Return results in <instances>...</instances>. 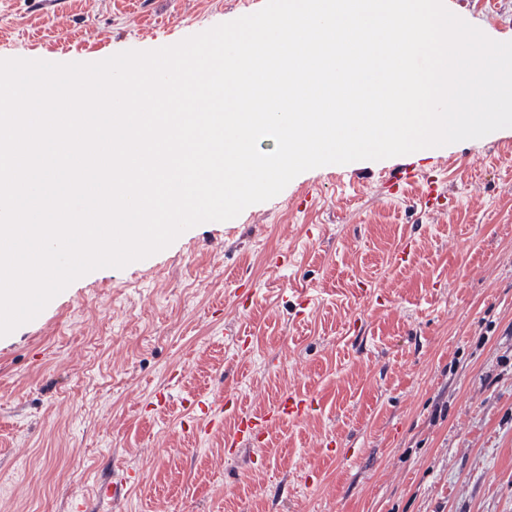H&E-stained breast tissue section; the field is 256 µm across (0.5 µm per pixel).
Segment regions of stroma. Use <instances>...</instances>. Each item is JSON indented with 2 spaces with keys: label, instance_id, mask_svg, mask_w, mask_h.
Masks as SVG:
<instances>
[{
  "label": "stroma",
  "instance_id": "35a3bbf8",
  "mask_svg": "<svg viewBox=\"0 0 512 512\" xmlns=\"http://www.w3.org/2000/svg\"><path fill=\"white\" fill-rule=\"evenodd\" d=\"M447 2L512 41V0ZM264 4L0 0V58L97 62ZM404 168L415 184L388 196ZM425 179L444 205L427 204ZM289 391L315 410L228 456L225 400L258 410ZM113 482L120 496L101 501ZM79 504L512 512V128L303 172L234 219L88 273L0 337V512Z\"/></svg>",
  "mask_w": 512,
  "mask_h": 512
}]
</instances>
